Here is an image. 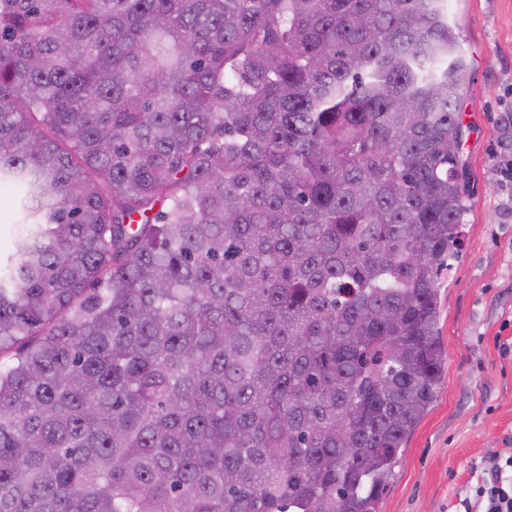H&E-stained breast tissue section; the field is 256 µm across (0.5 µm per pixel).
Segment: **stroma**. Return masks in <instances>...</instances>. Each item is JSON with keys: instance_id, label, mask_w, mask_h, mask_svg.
<instances>
[{"instance_id": "obj_1", "label": "stroma", "mask_w": 512, "mask_h": 512, "mask_svg": "<svg viewBox=\"0 0 512 512\" xmlns=\"http://www.w3.org/2000/svg\"><path fill=\"white\" fill-rule=\"evenodd\" d=\"M470 80L461 96L469 179L463 244L438 279L445 367L378 512H464L486 456L512 457V0H450Z\"/></svg>"}]
</instances>
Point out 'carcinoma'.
Here are the masks:
<instances>
[{
	"mask_svg": "<svg viewBox=\"0 0 512 512\" xmlns=\"http://www.w3.org/2000/svg\"><path fill=\"white\" fill-rule=\"evenodd\" d=\"M448 0H0V512H377L467 210ZM20 219L16 190L8 184L0 186V259L7 262L15 249L14 233Z\"/></svg>",
	"mask_w": 512,
	"mask_h": 512,
	"instance_id": "1",
	"label": "carcinoma"
}]
</instances>
